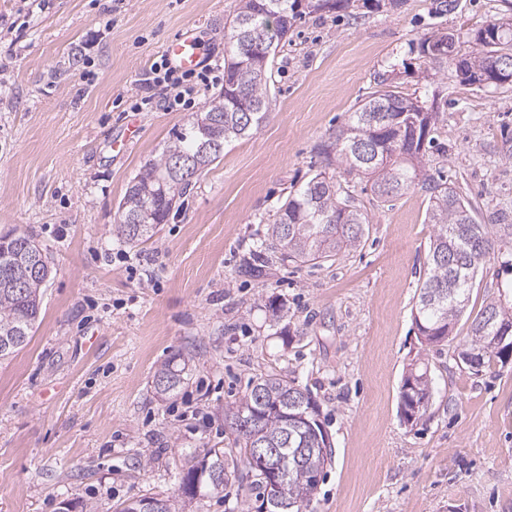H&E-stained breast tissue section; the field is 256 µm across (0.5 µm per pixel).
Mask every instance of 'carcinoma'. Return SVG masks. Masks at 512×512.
Here are the masks:
<instances>
[{
  "mask_svg": "<svg viewBox=\"0 0 512 512\" xmlns=\"http://www.w3.org/2000/svg\"><path fill=\"white\" fill-rule=\"evenodd\" d=\"M295 8L296 3L289 0H239L229 21L224 90L168 141L159 158L146 162L129 182L119 202L121 222L117 226L126 243L151 240L195 176L224 156V144L246 136L266 119L272 63L267 49H276L287 36L297 16ZM421 47L428 63L448 62L443 33L426 38ZM412 102L397 87L380 81L379 88L336 129L332 143L336 166L371 181L377 193L386 185L396 194L409 189L423 174L425 145L435 142L436 124L434 108L412 112ZM423 182L429 193L427 221L434 225V234L412 315L419 334L433 344L448 339L468 308L482 263L494 257L512 268V224H479L469 202L447 183L430 176ZM343 192L334 174L316 173L289 193L274 214L267 248L278 252L284 264H317L358 247L368 218ZM49 274L47 257L32 236H0V359L26 345L39 318L41 288ZM504 322L512 325V305L500 299L486 303L472 319L462 350L483 354L476 371L508 360L501 351H487L489 336ZM184 373L177 357H172L156 372L155 391L177 395ZM408 375L415 377L422 396L432 397L427 372L413 369ZM252 411L259 417L253 430L231 428L233 469L240 479L249 481L255 500L263 501L267 478L252 464L250 449L275 448L291 458L298 449H308L306 456L290 464L286 481L288 502L293 504L290 512L306 509L332 459L319 406L295 380L269 372L251 379L246 393L227 414L234 417ZM226 476L224 449L209 448L204 456L193 458L181 484L188 487L199 482V494L187 495L195 499L222 491Z\"/></svg>",
  "mask_w": 512,
  "mask_h": 512,
  "instance_id": "obj_1",
  "label": "carcinoma"
}]
</instances>
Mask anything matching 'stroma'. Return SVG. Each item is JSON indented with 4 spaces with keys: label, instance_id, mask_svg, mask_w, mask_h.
Instances as JSON below:
<instances>
[{
    "label": "stroma",
    "instance_id": "stroma-1",
    "mask_svg": "<svg viewBox=\"0 0 512 512\" xmlns=\"http://www.w3.org/2000/svg\"><path fill=\"white\" fill-rule=\"evenodd\" d=\"M239 0H0V233H27L51 273L28 345L0 360V512H58L60 502L118 512L158 494L176 512H241L251 493L229 476L217 497L187 500L179 477L208 448H230L224 412L266 372L295 379L320 407L332 447L309 512H512V360L476 373L455 354L469 334L422 342L412 309L433 227L415 185L381 198L344 171L367 215L358 248L316 265L243 274L290 191L326 164L325 148L358 102L389 78L435 105L445 175L479 223L512 217V86H467L427 67L421 42L512 17L507 0H352L303 13L275 51L268 116L196 176L147 243L120 240L118 203L141 167L223 83L224 22ZM200 31L215 82L187 110L133 112L167 40ZM91 49L93 82L72 64ZM140 134L112 149L128 122ZM512 271L487 260L471 311L499 297ZM188 361L177 396L153 388L162 361ZM425 366L432 400L417 422L400 408L403 379Z\"/></svg>",
    "mask_w": 512,
    "mask_h": 512
}]
</instances>
